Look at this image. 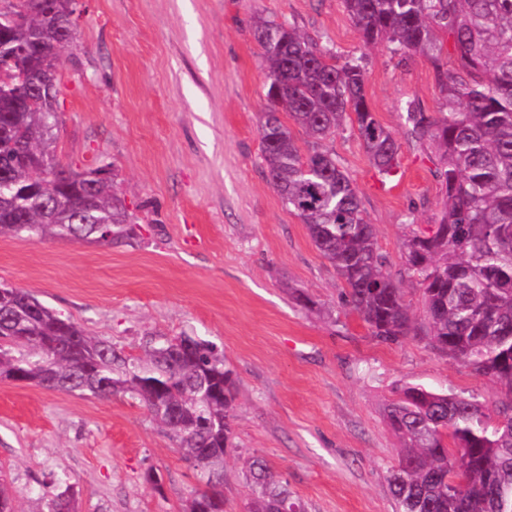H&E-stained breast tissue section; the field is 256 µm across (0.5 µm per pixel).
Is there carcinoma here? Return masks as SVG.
<instances>
[{"label": "carcinoma", "instance_id": "cac0c4a2", "mask_svg": "<svg viewBox=\"0 0 512 512\" xmlns=\"http://www.w3.org/2000/svg\"><path fill=\"white\" fill-rule=\"evenodd\" d=\"M78 0H0V236L112 247L134 234L114 174L97 180L57 156L59 68L48 58L76 39ZM362 42H385L434 65L448 112L409 103L411 135L434 144L444 183L442 215L405 242L408 277L422 289L432 345L502 385L481 405L407 386L385 417L402 453L389 478L397 512H512V0H342ZM453 42L459 73L444 68L437 32ZM254 35L268 62V112L259 125L270 184L302 219L344 283L343 299L370 335L396 343L414 331L400 282L387 270L356 186L322 142L357 133L381 173L399 144L370 108L365 68L342 64L286 23L260 18ZM307 136L301 148L278 113ZM55 168L43 178L44 168ZM0 285V379L108 399L128 395L175 437L205 489L184 512H224V448L232 435L234 382L218 346L198 336L149 338L128 359L33 293ZM248 512L301 502L263 460L248 463Z\"/></svg>", "mask_w": 512, "mask_h": 512}]
</instances>
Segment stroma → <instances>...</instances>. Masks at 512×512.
Listing matches in <instances>:
<instances>
[{
  "instance_id": "1",
  "label": "stroma",
  "mask_w": 512,
  "mask_h": 512,
  "mask_svg": "<svg viewBox=\"0 0 512 512\" xmlns=\"http://www.w3.org/2000/svg\"><path fill=\"white\" fill-rule=\"evenodd\" d=\"M78 41L62 53L58 154L111 163L135 220L112 248L0 236V283L111 342L128 358L144 336L215 343L236 385L224 456V512H247L243 472L262 457L307 512H395L399 442L386 404L407 385L488 404L494 380L435 349L403 243L440 218L437 152L415 140L407 103L447 111L431 62L365 47L341 0H79ZM260 16L362 59L365 94L400 145L380 174L355 131L324 143L353 178L415 332L372 339L300 217L266 178L259 120L267 65ZM0 475L20 512L72 490L77 512H182L203 481L138 401L0 381Z\"/></svg>"
}]
</instances>
